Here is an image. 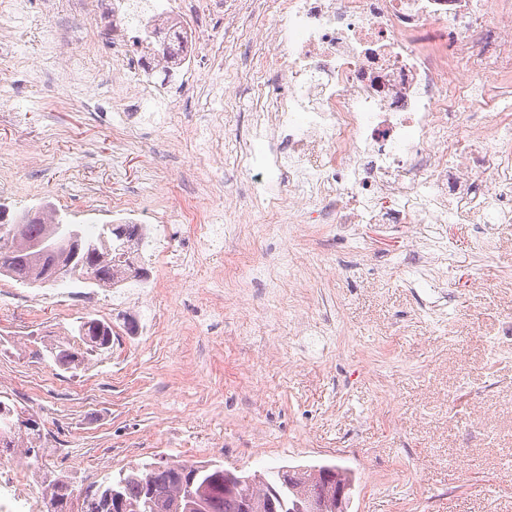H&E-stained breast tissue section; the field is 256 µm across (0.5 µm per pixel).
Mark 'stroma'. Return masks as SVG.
<instances>
[{
    "instance_id": "stroma-1",
    "label": "stroma",
    "mask_w": 512,
    "mask_h": 512,
    "mask_svg": "<svg viewBox=\"0 0 512 512\" xmlns=\"http://www.w3.org/2000/svg\"><path fill=\"white\" fill-rule=\"evenodd\" d=\"M0 0V204H40L74 223H112V202L186 220L158 239L183 259L160 302L105 315L32 312L0 275V399L40 422L46 474L85 488L152 459L230 470L337 463L356 484L348 512H512V223H242L253 171L234 163L252 137L248 58L190 43L192 69L155 76L178 120L161 124L127 87L104 82L116 45L112 6ZM73 63L85 80L60 76ZM124 99L127 127L115 121ZM224 228L225 256L254 237V267L214 271L192 234ZM112 326V348L76 370L40 360L78 318Z\"/></svg>"
}]
</instances>
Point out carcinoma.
<instances>
[{"label":"carcinoma","mask_w":512,"mask_h":512,"mask_svg":"<svg viewBox=\"0 0 512 512\" xmlns=\"http://www.w3.org/2000/svg\"><path fill=\"white\" fill-rule=\"evenodd\" d=\"M172 32L166 57L171 66L177 67L185 59V41L178 27H167ZM139 224H104L96 234L90 235L80 224H48L25 222L23 224H0V267L10 269L13 280L23 286H56L66 281H80L99 288H113L123 282L131 271V245L140 239ZM76 233L75 243L79 250L77 261L69 265L61 262L49 265L31 259L27 247L34 242L46 241L53 237H67ZM85 351L66 352L73 343L52 345L47 348L58 366L67 370L84 364L87 357L96 352H105L112 347V327L104 325L99 336H90L82 341ZM18 412L11 405L0 400V456L16 448L23 449L22 455L30 457L36 453L40 433L32 431L27 443L18 441ZM329 471L336 482L353 485L349 469L334 464L315 468ZM311 467L288 471L286 469L266 470L252 474H241V486L236 493L224 491V465L218 462H201L196 471L186 470V463L160 459L145 463L117 475L106 478L97 489H88L82 497L79 512H113L112 502L105 493L114 489L119 499L130 507V512H171L170 507L181 496L183 484L192 480L199 485L205 480L216 484L207 499V512H241L245 497L256 498L259 512H296L298 503L317 494L319 483L308 481ZM49 503L53 512H66L68 502L74 497L69 481L56 478L48 481Z\"/></svg>","instance_id":"cac0c4a2"}]
</instances>
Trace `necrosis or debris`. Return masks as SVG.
<instances>
[{"mask_svg":"<svg viewBox=\"0 0 512 512\" xmlns=\"http://www.w3.org/2000/svg\"><path fill=\"white\" fill-rule=\"evenodd\" d=\"M262 5L236 162L262 172L265 223L512 221V0Z\"/></svg>","mask_w":512,"mask_h":512,"instance_id":"1","label":"necrosis or debris"}]
</instances>
